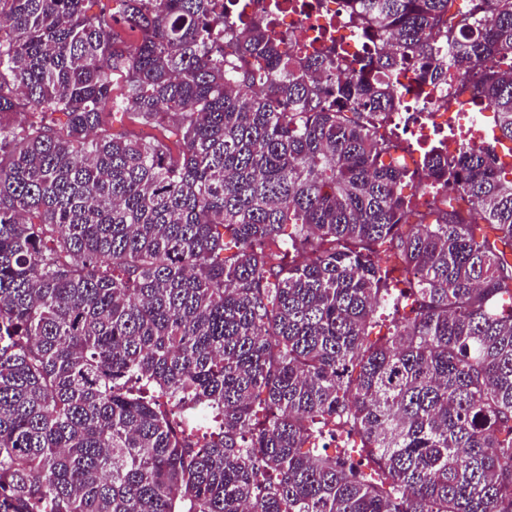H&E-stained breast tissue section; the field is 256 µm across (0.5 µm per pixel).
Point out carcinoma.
<instances>
[{
	"mask_svg": "<svg viewBox=\"0 0 512 512\" xmlns=\"http://www.w3.org/2000/svg\"><path fill=\"white\" fill-rule=\"evenodd\" d=\"M84 2L0 0V512H512V162L389 128L415 62L512 142V0H350L358 56ZM108 121L110 131H125L136 135L151 133L158 137H162L161 130L150 129L140 125L138 120L129 113L112 114Z\"/></svg>",
	"mask_w": 512,
	"mask_h": 512,
	"instance_id": "1",
	"label": "carcinoma"
}]
</instances>
